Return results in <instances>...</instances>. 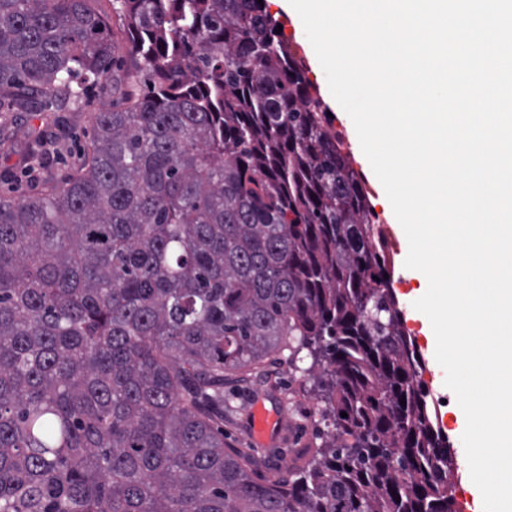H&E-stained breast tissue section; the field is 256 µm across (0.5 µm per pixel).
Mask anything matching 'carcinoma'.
I'll list each match as a JSON object with an SVG mask.
<instances>
[{
  "instance_id": "carcinoma-1",
  "label": "carcinoma",
  "mask_w": 512,
  "mask_h": 512,
  "mask_svg": "<svg viewBox=\"0 0 512 512\" xmlns=\"http://www.w3.org/2000/svg\"><path fill=\"white\" fill-rule=\"evenodd\" d=\"M112 12L120 43L91 0H0V109L118 95L67 182L0 198V512H459L384 232L266 6ZM285 349L330 432L258 482L213 422Z\"/></svg>"
}]
</instances>
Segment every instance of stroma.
Listing matches in <instances>:
<instances>
[{
    "mask_svg": "<svg viewBox=\"0 0 512 512\" xmlns=\"http://www.w3.org/2000/svg\"><path fill=\"white\" fill-rule=\"evenodd\" d=\"M266 9L277 24L282 25V38L295 47L303 60L306 77L316 85L333 126L344 133L354 157V166L365 178L369 200L389 242L392 286L399 299L405 329L414 339L422 358L420 379L429 389L428 400L435 409L437 422L456 451L457 470L450 491L462 512H483L482 502L469 474L461 441L466 425L465 415L454 393L445 386V371L435 359L436 340L426 316L413 303L425 286L416 278L404 277V261L408 252L405 233L397 221L385 191L363 154L349 115L335 102L325 73L309 42L303 24L283 0H266ZM40 97H33L27 111L0 112V126H8L14 139L11 150L0 148V197L34 196L46 188L62 183L73 174L92 136L95 112L112 104V85L103 82L86 89L81 109L62 114L60 127L44 125L39 112ZM57 143V150L48 167L28 177L26 153L38 140ZM308 361H300L298 369H289L285 353L263 360L256 368L228 370L224 373V443L254 458L255 476L261 480L287 478L297 467L309 460V452L320 443L325 429L315 407L317 400L308 393L303 371ZM267 410L271 426L264 437L253 431V410L256 405Z\"/></svg>",
    "mask_w": 512,
    "mask_h": 512,
    "instance_id": "1",
    "label": "stroma"
}]
</instances>
